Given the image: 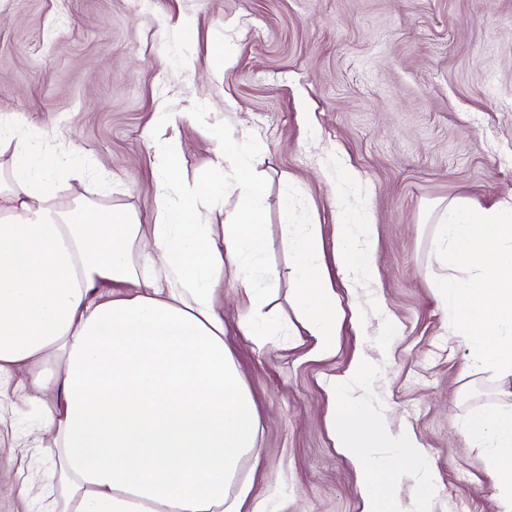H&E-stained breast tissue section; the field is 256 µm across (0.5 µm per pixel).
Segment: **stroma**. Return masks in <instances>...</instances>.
<instances>
[{
    "label": "stroma",
    "mask_w": 512,
    "mask_h": 512,
    "mask_svg": "<svg viewBox=\"0 0 512 512\" xmlns=\"http://www.w3.org/2000/svg\"><path fill=\"white\" fill-rule=\"evenodd\" d=\"M194 21L196 42L178 40ZM234 64L215 72L220 36ZM178 114L176 127L158 112ZM205 112L209 125L186 120ZM0 115L39 131L66 169L61 205L82 197L153 223L156 142L179 135L187 178L219 179L213 136L262 150L267 265L285 269L279 211L318 225L342 306L333 350L281 333L255 350L231 282L220 287L225 342L259 412L256 455L240 478L275 512H361L356 472L336 448L331 380L358 356L373 369L353 388L364 408L414 433L436 475L433 512H504L490 452L462 436L474 411L512 407L498 380L471 367L430 280L432 237L449 202L512 205V0H0ZM375 227L380 282L346 290L339 223ZM41 408L15 402L0 425V512H34L23 493L47 479L36 450Z\"/></svg>",
    "instance_id": "obj_1"
}]
</instances>
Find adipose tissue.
Masks as SVG:
<instances>
[{"label":"adipose tissue","instance_id":"1","mask_svg":"<svg viewBox=\"0 0 512 512\" xmlns=\"http://www.w3.org/2000/svg\"><path fill=\"white\" fill-rule=\"evenodd\" d=\"M9 185L0 188V400L9 390L46 408L38 437L55 459L56 482H33L26 497L42 512H243L249 483L238 482L255 449L259 417L224 343L215 297L231 280L246 310L239 329L259 350L271 343L265 313L279 275L264 268L265 190L253 141L216 137L212 166L227 181L180 187L179 138L165 143V178L154 223L121 208L55 202L54 163L25 137L0 135ZM236 197L220 224L204 221L200 201ZM338 261L347 287L378 280L372 225L343 224ZM292 258V301L318 352L332 350L345 311L312 225L284 236ZM62 357L56 372L31 365ZM366 358L332 380L339 407L337 448L357 472L362 512H431L435 476L416 437L348 396L367 380ZM466 440L492 451V476L512 507V410L472 414Z\"/></svg>","mask_w":512,"mask_h":512}]
</instances>
